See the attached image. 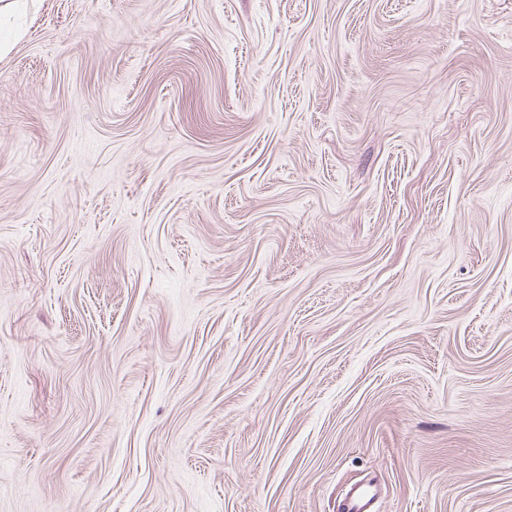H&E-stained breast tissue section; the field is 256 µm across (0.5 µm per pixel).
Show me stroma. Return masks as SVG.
<instances>
[{
	"instance_id": "35a3bbf8",
	"label": "stroma",
	"mask_w": 512,
	"mask_h": 512,
	"mask_svg": "<svg viewBox=\"0 0 512 512\" xmlns=\"http://www.w3.org/2000/svg\"><path fill=\"white\" fill-rule=\"evenodd\" d=\"M512 512V0L0 12V512Z\"/></svg>"
}]
</instances>
